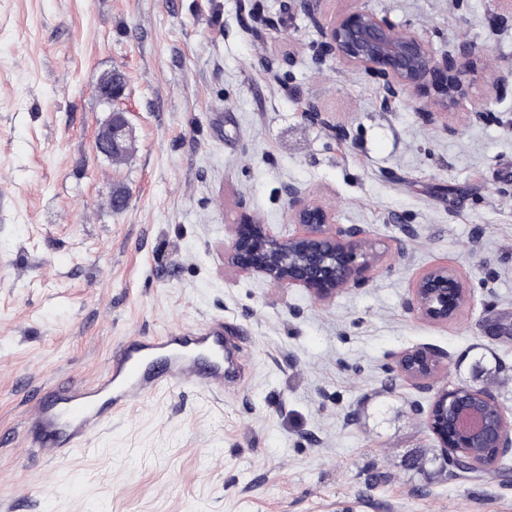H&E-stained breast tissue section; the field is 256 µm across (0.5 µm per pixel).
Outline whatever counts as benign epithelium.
Masks as SVG:
<instances>
[{"mask_svg":"<svg viewBox=\"0 0 512 512\" xmlns=\"http://www.w3.org/2000/svg\"><path fill=\"white\" fill-rule=\"evenodd\" d=\"M322 37L316 47L318 57L334 55L349 67L363 69L382 80L392 93L433 80L450 101L467 94L456 60L447 57L437 61L421 35L399 30L365 9L333 20L323 28ZM124 89L121 75L111 72L100 80L96 92L109 104ZM130 136L124 114L113 112L98 134L96 150L115 159L124 152ZM288 199L290 220L305 226L307 233L278 238L259 229L247 262L239 258L237 236L224 252L227 263L261 275L277 288H306L317 300L325 301L356 284V271L379 260L365 241L363 230L336 224L335 216L317 200L304 198L293 189L288 190ZM467 299L468 289L457 275L446 267H435L416 280L407 306L425 320L446 323L457 316ZM439 367V357L428 349L402 354L394 365L400 375L426 388L433 387ZM426 422L442 448L451 450L454 465L460 462L459 454L466 453L475 467L487 470L512 454V418L487 389L441 387Z\"/></svg>","mask_w":512,"mask_h":512,"instance_id":"1","label":"benign epithelium"}]
</instances>
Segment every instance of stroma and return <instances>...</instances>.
I'll use <instances>...</instances> for the list:
<instances>
[{
  "instance_id": "obj_1",
  "label": "stroma",
  "mask_w": 512,
  "mask_h": 512,
  "mask_svg": "<svg viewBox=\"0 0 512 512\" xmlns=\"http://www.w3.org/2000/svg\"><path fill=\"white\" fill-rule=\"evenodd\" d=\"M283 18L248 30L243 7ZM365 8L472 52L466 99L387 98L314 47ZM123 96L103 104L102 76ZM133 137L112 161V112ZM366 231L381 259L332 300L229 267L242 224L293 237L289 190ZM126 206L112 207L113 195ZM436 266L457 317L410 313ZM214 322L247 336L224 392L161 388L59 462L24 444L23 391L94 380L130 336ZM512 411V14L498 0H0V512H512V457L451 478L394 369ZM125 85L119 73L111 72L106 74L98 83L96 92L104 103H112L124 92ZM131 133L128 121L121 112H113L96 140V150L109 159H116L125 149ZM448 295L452 297L449 303ZM467 299L468 289L457 275L448 267H435L416 280L407 306L425 320L446 323L457 316ZM441 361L428 349H417L398 356L394 368L417 386L433 388Z\"/></svg>"
}]
</instances>
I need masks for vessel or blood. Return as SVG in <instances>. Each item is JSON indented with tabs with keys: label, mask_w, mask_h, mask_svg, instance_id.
I'll return each mask as SVG.
<instances>
[{
	"label": "vessel or blood",
	"mask_w": 512,
	"mask_h": 512,
	"mask_svg": "<svg viewBox=\"0 0 512 512\" xmlns=\"http://www.w3.org/2000/svg\"><path fill=\"white\" fill-rule=\"evenodd\" d=\"M230 348L220 325L152 339L127 338L93 384L32 391L34 414L26 442L64 460L86 446L114 413L159 388L190 384L206 392L223 389L229 381L224 357Z\"/></svg>",
	"instance_id": "obj_1"
}]
</instances>
